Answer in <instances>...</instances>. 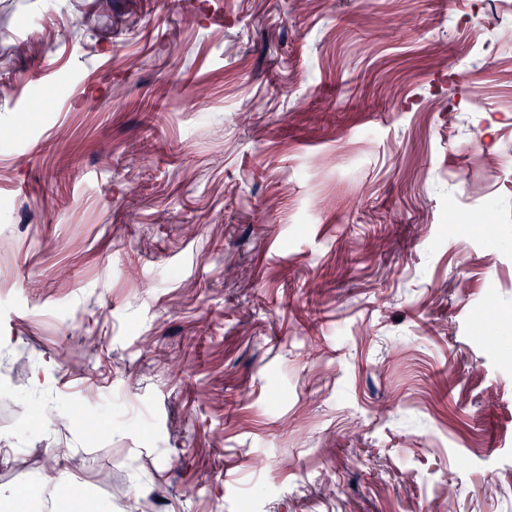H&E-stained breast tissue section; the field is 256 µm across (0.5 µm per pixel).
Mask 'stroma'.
Masks as SVG:
<instances>
[{
	"label": "stroma",
	"instance_id": "1",
	"mask_svg": "<svg viewBox=\"0 0 512 512\" xmlns=\"http://www.w3.org/2000/svg\"><path fill=\"white\" fill-rule=\"evenodd\" d=\"M493 28L512 0H0V505L65 448L57 512H512Z\"/></svg>",
	"mask_w": 512,
	"mask_h": 512
}]
</instances>
